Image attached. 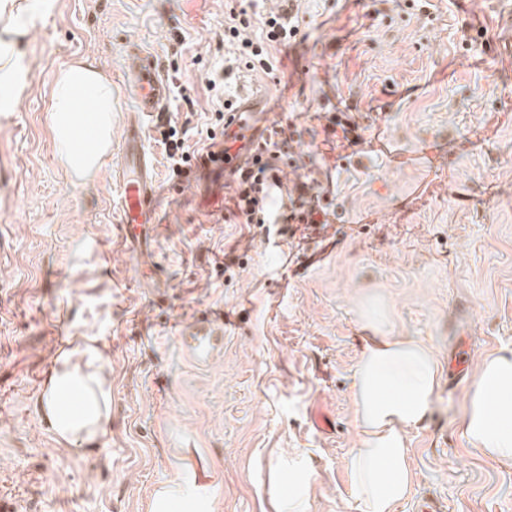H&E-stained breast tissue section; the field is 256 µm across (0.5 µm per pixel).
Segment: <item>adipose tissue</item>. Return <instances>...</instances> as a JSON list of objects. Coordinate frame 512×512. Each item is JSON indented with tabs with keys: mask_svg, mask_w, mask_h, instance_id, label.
Here are the masks:
<instances>
[{
	"mask_svg": "<svg viewBox=\"0 0 512 512\" xmlns=\"http://www.w3.org/2000/svg\"><path fill=\"white\" fill-rule=\"evenodd\" d=\"M53 0H0V112L15 111L29 86L19 47L28 22ZM50 119L59 158L77 184L94 181L112 143V81L91 62L60 69L54 79ZM352 373L357 443L350 451L354 512H395L408 495L411 473L406 434L429 416L440 393L434 350L410 336H388L369 319ZM40 414L57 442L97 447L112 422V382L94 336H74L54 357L38 396ZM463 435L472 448L512 462V346L485 356L470 388Z\"/></svg>",
	"mask_w": 512,
	"mask_h": 512,
	"instance_id": "ef3b65f1",
	"label": "adipose tissue"
}]
</instances>
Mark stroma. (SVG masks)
Segmentation results:
<instances>
[{
  "instance_id": "stroma-1",
  "label": "stroma",
  "mask_w": 512,
  "mask_h": 512,
  "mask_svg": "<svg viewBox=\"0 0 512 512\" xmlns=\"http://www.w3.org/2000/svg\"><path fill=\"white\" fill-rule=\"evenodd\" d=\"M239 0H55L22 46L31 82L0 113V512H153L184 479L206 512H274L271 467L301 450L309 512H352V371L365 317L430 345L444 378L407 436L409 496L396 512H512V463L463 436L478 360L512 346V0H296V42L276 74L228 81L253 100L250 135L293 140L285 192L317 195L328 227L234 224L202 155L212 151L224 19ZM156 55L166 112L145 120L156 224L132 247L118 223L122 127L136 110L134 50ZM84 59L112 80V156L93 184L70 178L49 105L58 70ZM348 115L351 145L327 126ZM200 159L175 166L169 126ZM224 313L207 367L178 334ZM99 337L112 369V432L67 448L37 396L69 333ZM471 339L451 381L450 356ZM330 431H317L315 412Z\"/></svg>"
}]
</instances>
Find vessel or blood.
<instances>
[{
	"label": "vessel or blood",
	"mask_w": 512,
	"mask_h": 512,
	"mask_svg": "<svg viewBox=\"0 0 512 512\" xmlns=\"http://www.w3.org/2000/svg\"><path fill=\"white\" fill-rule=\"evenodd\" d=\"M131 90L139 115L128 122L123 137L119 215L126 236L134 239L152 224L155 211L152 160L145 147L142 119L165 112L168 98V86L153 57L137 54ZM223 333V326L202 323L183 334L181 345L193 362L205 365L222 349Z\"/></svg>",
	"instance_id": "obj_1"
}]
</instances>
